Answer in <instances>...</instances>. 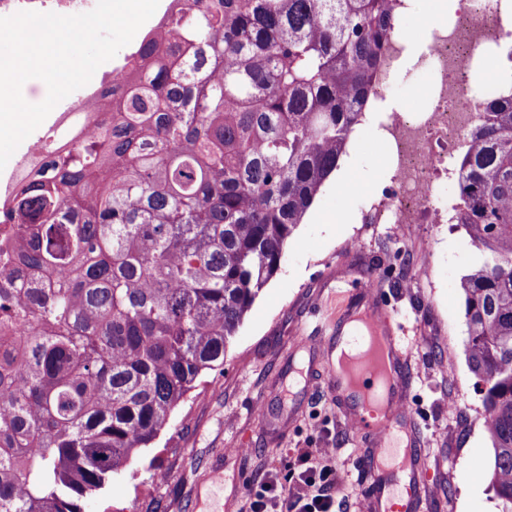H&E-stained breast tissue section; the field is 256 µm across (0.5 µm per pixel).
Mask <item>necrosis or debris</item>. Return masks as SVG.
Segmentation results:
<instances>
[{
	"instance_id": "obj_1",
	"label": "necrosis or debris",
	"mask_w": 512,
	"mask_h": 512,
	"mask_svg": "<svg viewBox=\"0 0 512 512\" xmlns=\"http://www.w3.org/2000/svg\"><path fill=\"white\" fill-rule=\"evenodd\" d=\"M97 0H0V17L22 10L61 15L92 10ZM426 50L420 63L432 74V88L416 111H386L385 95L392 77L404 59L411 34L397 31L384 53L375 81L374 109L380 112L378 144L391 159L393 176L380 196L369 206L366 224H409L417 234L430 236L443 221V203L456 187V154L465 131L477 120L484 97L500 93L508 83L496 75L492 83L477 88L469 72L485 53L512 44V0H484L481 9L465 4L452 21L426 27ZM122 78L104 74L90 91L64 100L58 127L41 132L37 148L17 160L12 180L29 170L49 166L51 161L83 139L89 126L112 121L110 103Z\"/></svg>"
}]
</instances>
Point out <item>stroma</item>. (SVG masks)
Returning <instances> with one entry per match:
<instances>
[{
    "mask_svg": "<svg viewBox=\"0 0 512 512\" xmlns=\"http://www.w3.org/2000/svg\"><path fill=\"white\" fill-rule=\"evenodd\" d=\"M431 82L429 71L406 63L387 99L413 108ZM375 135L366 122L350 137L339 171L359 181V192L350 196L336 179L326 182L227 350L223 371L204 377L154 446L84 499L83 512H195L196 492L218 464L225 476L221 512H245L256 476L286 473L304 448L335 449L339 493L347 512H359L368 446L351 430L342 400L327 390L322 354L325 336L362 284L367 298L386 305L410 375L404 410L424 464L423 512H497L458 289L482 255L457 224L435 225L426 241L393 224L364 231L362 212L388 172L369 145ZM301 333L313 339L311 348H296ZM307 366L316 373L310 387L296 374Z\"/></svg>",
    "mask_w": 512,
    "mask_h": 512,
    "instance_id": "35a3bbf8",
    "label": "stroma"
}]
</instances>
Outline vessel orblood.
Instances as JSON below:
<instances>
[{"mask_svg":"<svg viewBox=\"0 0 512 512\" xmlns=\"http://www.w3.org/2000/svg\"><path fill=\"white\" fill-rule=\"evenodd\" d=\"M344 320L364 347L349 361L329 364L328 385L355 399L346 417L370 448L363 466L372 485L368 512H419L426 490L419 450L403 437L408 427L399 402L407 376L400 345L380 305L351 311Z\"/></svg>","mask_w":512,"mask_h":512,"instance_id":"1","label":"vessel or blood"}]
</instances>
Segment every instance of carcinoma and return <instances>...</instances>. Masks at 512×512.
<instances>
[{
    "label": "carcinoma",
    "instance_id": "obj_1",
    "mask_svg": "<svg viewBox=\"0 0 512 512\" xmlns=\"http://www.w3.org/2000/svg\"><path fill=\"white\" fill-rule=\"evenodd\" d=\"M395 0H170L112 126L16 184L0 268V512H82L224 354L373 105ZM466 356L512 512V91L458 157Z\"/></svg>",
    "mask_w": 512,
    "mask_h": 512
}]
</instances>
